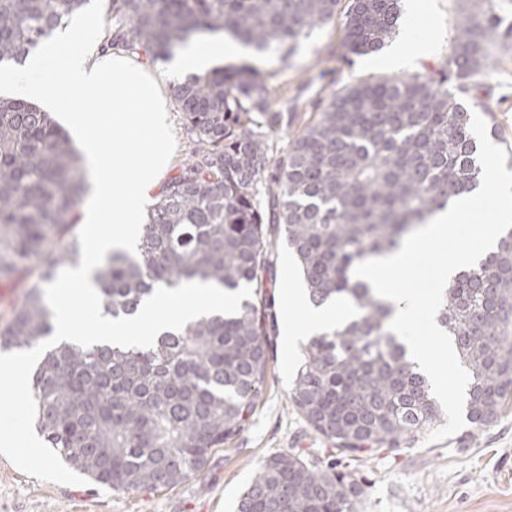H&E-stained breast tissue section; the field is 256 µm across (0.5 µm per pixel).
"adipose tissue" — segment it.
<instances>
[{
  "instance_id": "ef3b65f1",
  "label": "adipose tissue",
  "mask_w": 512,
  "mask_h": 512,
  "mask_svg": "<svg viewBox=\"0 0 512 512\" xmlns=\"http://www.w3.org/2000/svg\"><path fill=\"white\" fill-rule=\"evenodd\" d=\"M249 47L215 32L190 41L162 68H145L122 51L87 56L77 39L50 38L14 82L29 98L67 113L79 132L90 179L91 199L79 216L83 224H109L98 254L132 241L162 186L168 156L166 107L161 86L166 79L205 74L238 64ZM94 267L71 270L50 288L57 314L54 340L98 338L112 343L150 340L161 333L210 315L223 314L233 299L223 288L189 282L180 289L154 292L133 320L105 315L95 301ZM80 297L87 329L74 330L68 297ZM287 303L299 308L303 322L289 321L286 344L327 332L351 320V309L332 301L314 306L304 289L288 291Z\"/></svg>"
}]
</instances>
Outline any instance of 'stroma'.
I'll return each mask as SVG.
<instances>
[{"label":"stroma","instance_id":"obj_1","mask_svg":"<svg viewBox=\"0 0 512 512\" xmlns=\"http://www.w3.org/2000/svg\"><path fill=\"white\" fill-rule=\"evenodd\" d=\"M402 6L398 36L376 53L355 55L343 48L349 0H340L335 19L301 40L291 58L259 57L257 68L274 111L296 116L271 134L275 155L285 154L293 133L347 85L442 70L461 15L475 8L473 0H402ZM397 53L407 56L405 65H389ZM486 81L493 88L495 142L512 171V61L490 64ZM271 261L264 289L280 311L289 289L302 280L285 245L274 248ZM301 355L287 349L283 335L275 336L265 394L248 425L182 485L154 493L115 491L72 470L50 448H41L26 467L0 453V512H236L241 492L267 456L326 448L290 400ZM351 470L365 483L362 512H512V402L497 424H468L437 442L422 436L411 445L360 458Z\"/></svg>","mask_w":512,"mask_h":512}]
</instances>
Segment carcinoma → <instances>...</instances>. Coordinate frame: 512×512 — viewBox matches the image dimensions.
Wrapping results in <instances>:
<instances>
[{"instance_id":"obj_1","label":"carcinoma","mask_w":512,"mask_h":512,"mask_svg":"<svg viewBox=\"0 0 512 512\" xmlns=\"http://www.w3.org/2000/svg\"><path fill=\"white\" fill-rule=\"evenodd\" d=\"M91 0H0V68L22 66ZM461 16L446 69L455 78L361 82L337 93L273 157L264 80L246 68L174 87L190 151L157 196L130 250L95 275L105 314L134 317L155 290L189 280L250 290L229 313L155 340L61 342L30 364L28 417L47 447L115 491L173 489L246 427L265 392L277 333L274 300L251 288L283 242L310 301L349 302L354 318L305 346L291 401L333 444L267 457L236 512H361L350 457L395 450L439 422L424 375L388 329L392 308L350 270L401 248L412 231L477 187L472 109L485 108L489 60L512 52L503 0ZM339 0H106L101 50L167 60L190 39L224 31L259 52L291 56L336 17ZM399 0H350L345 48L377 51ZM88 191L71 139L50 113L0 98V282L27 283L0 314V353H29L55 330L46 290L78 253L77 207ZM436 322L469 373L467 416L498 422L512 399V231L454 277Z\"/></svg>"}]
</instances>
